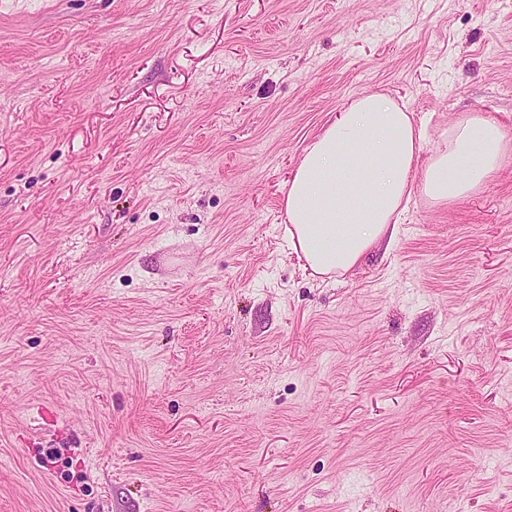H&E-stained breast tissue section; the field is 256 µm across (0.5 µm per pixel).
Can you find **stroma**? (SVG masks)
Returning a JSON list of instances; mask_svg holds the SVG:
<instances>
[{
    "instance_id": "35a3bbf8",
    "label": "stroma",
    "mask_w": 512,
    "mask_h": 512,
    "mask_svg": "<svg viewBox=\"0 0 512 512\" xmlns=\"http://www.w3.org/2000/svg\"><path fill=\"white\" fill-rule=\"evenodd\" d=\"M364 92L512 134V0H0V512H512V156L287 245Z\"/></svg>"
}]
</instances>
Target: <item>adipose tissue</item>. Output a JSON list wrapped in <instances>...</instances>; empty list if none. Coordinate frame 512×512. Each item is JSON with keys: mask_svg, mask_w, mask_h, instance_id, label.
Instances as JSON below:
<instances>
[{"mask_svg": "<svg viewBox=\"0 0 512 512\" xmlns=\"http://www.w3.org/2000/svg\"><path fill=\"white\" fill-rule=\"evenodd\" d=\"M425 128L388 97L354 98L304 150L285 184L288 247L321 276L395 242L413 192L447 207L480 193L512 137L480 113L456 116L427 148Z\"/></svg>", "mask_w": 512, "mask_h": 512, "instance_id": "obj_1", "label": "adipose tissue"}]
</instances>
